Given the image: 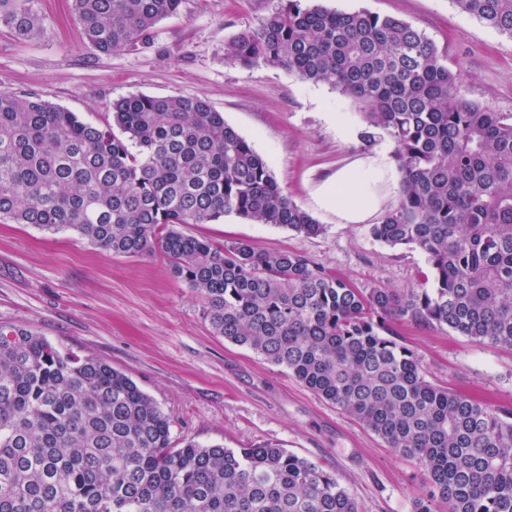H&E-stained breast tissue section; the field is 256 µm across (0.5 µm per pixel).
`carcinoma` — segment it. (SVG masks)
<instances>
[{"label": "carcinoma", "mask_w": 512, "mask_h": 512, "mask_svg": "<svg viewBox=\"0 0 512 512\" xmlns=\"http://www.w3.org/2000/svg\"><path fill=\"white\" fill-rule=\"evenodd\" d=\"M512 37V0H454ZM182 0H71L102 54L147 41ZM0 28L46 32L39 0H0ZM245 67L330 83L389 137L400 199L371 235L426 260L430 287L357 288L310 257L184 233L226 214L297 233L322 225L204 96L130 94L99 127L0 91V222L73 230L116 256L156 251L217 336L284 367L429 485L413 512H512V408L429 379L397 320L512 347V113L461 94L462 75L411 24L286 0L224 45ZM171 420L128 375L0 324V512H358L336 477L273 444L171 446Z\"/></svg>", "instance_id": "carcinoma-1"}]
</instances>
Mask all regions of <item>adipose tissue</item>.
<instances>
[{
  "label": "adipose tissue",
  "instance_id": "obj_1",
  "mask_svg": "<svg viewBox=\"0 0 512 512\" xmlns=\"http://www.w3.org/2000/svg\"><path fill=\"white\" fill-rule=\"evenodd\" d=\"M400 174L388 152L369 151L336 169L310 194L313 210L335 217L340 224H366L396 201Z\"/></svg>",
  "mask_w": 512,
  "mask_h": 512
}]
</instances>
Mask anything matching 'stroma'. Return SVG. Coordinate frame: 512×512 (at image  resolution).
I'll return each mask as SVG.
<instances>
[{
  "label": "stroma",
  "mask_w": 512,
  "mask_h": 512,
  "mask_svg": "<svg viewBox=\"0 0 512 512\" xmlns=\"http://www.w3.org/2000/svg\"><path fill=\"white\" fill-rule=\"evenodd\" d=\"M315 2L409 22L462 73L465 98L512 112V37L453 0ZM282 4L183 0L147 42L104 55L79 41L70 0H40L44 38L22 41L0 29V90L37 94L98 125L109 120L113 100L133 93L205 96L305 209L321 178L364 152L365 122L329 84L301 81L281 67L225 61V43ZM338 112L350 126L348 137L331 119ZM315 218L324 227L316 236L233 214L184 231L218 245L247 239L261 250L298 252L360 287L403 294L422 287L427 265L420 251L387 246L366 224H338L320 212ZM0 323L127 374L170 416L174 447L188 440L227 448L279 444L334 474L359 512H413L425 491L416 461L396 455L284 367L214 335L202 301L176 281L161 254L115 256L72 230L0 223ZM397 330L435 383L512 407V350L410 322Z\"/></svg>",
  "instance_id": "obj_1"
}]
</instances>
